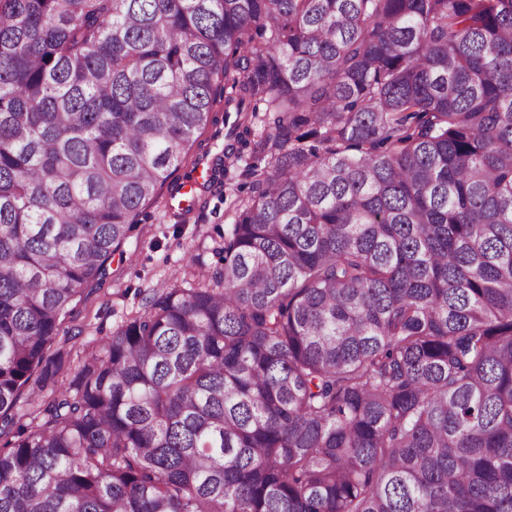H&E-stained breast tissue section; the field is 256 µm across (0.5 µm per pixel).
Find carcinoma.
<instances>
[{
    "mask_svg": "<svg viewBox=\"0 0 512 512\" xmlns=\"http://www.w3.org/2000/svg\"><path fill=\"white\" fill-rule=\"evenodd\" d=\"M208 156L217 262L58 383ZM0 512H512V0H0Z\"/></svg>",
    "mask_w": 512,
    "mask_h": 512,
    "instance_id": "cac0c4a2",
    "label": "carcinoma"
}]
</instances>
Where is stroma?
I'll return each mask as SVG.
<instances>
[{"instance_id": "1", "label": "stroma", "mask_w": 512, "mask_h": 512, "mask_svg": "<svg viewBox=\"0 0 512 512\" xmlns=\"http://www.w3.org/2000/svg\"><path fill=\"white\" fill-rule=\"evenodd\" d=\"M233 222L228 202L211 194L183 223L174 217L166 196L143 209L136 230L113 255L103 285L84 298L77 316L61 330L58 347L65 367H75L89 342L111 335L141 310L153 289L178 276L189 257L215 263L213 248Z\"/></svg>"}]
</instances>
